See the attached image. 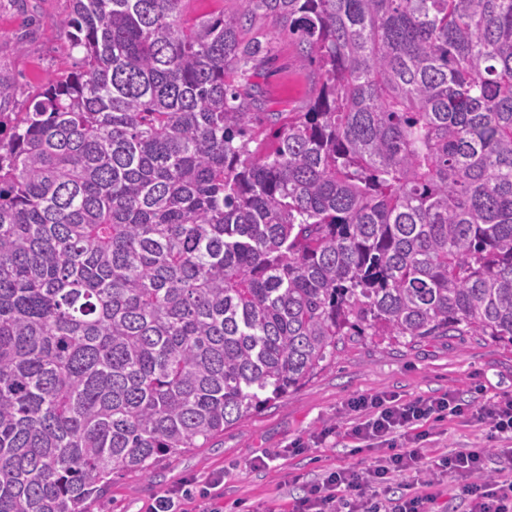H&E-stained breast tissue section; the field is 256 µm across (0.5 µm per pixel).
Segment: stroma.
Wrapping results in <instances>:
<instances>
[{
  "label": "stroma",
  "mask_w": 512,
  "mask_h": 512,
  "mask_svg": "<svg viewBox=\"0 0 512 512\" xmlns=\"http://www.w3.org/2000/svg\"><path fill=\"white\" fill-rule=\"evenodd\" d=\"M72 0H0V83L13 91L5 112L23 111L51 76L72 69L62 24ZM270 111L300 109L313 95L317 76L301 67L294 40H277L273 58L253 77ZM329 367L309 382L276 399L258 414L226 428L210 447L158 461L149 474L126 473L93 512H147L154 499L183 479L201 494L186 512H287L309 483L339 465L365 466L372 451L353 453L348 402L380 392L403 400L454 390L462 403L512 396V347L486 336H434L394 342L379 336H347ZM323 444L315 439L323 429ZM305 452L296 454L295 443ZM430 453L484 449L489 471L502 465L512 439L492 438L491 428L456 418L434 425L426 443ZM268 455L269 469L250 467L252 458ZM224 483L211 488L215 474Z\"/></svg>",
  "instance_id": "1"
}]
</instances>
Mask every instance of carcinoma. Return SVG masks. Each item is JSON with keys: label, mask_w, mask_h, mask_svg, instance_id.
Returning <instances> with one entry per match:
<instances>
[{"label": "carcinoma", "mask_w": 512, "mask_h": 512, "mask_svg": "<svg viewBox=\"0 0 512 512\" xmlns=\"http://www.w3.org/2000/svg\"><path fill=\"white\" fill-rule=\"evenodd\" d=\"M72 2L0 123V512H92L345 336L512 345V0ZM284 33L318 88L265 112ZM238 0H193L188 5L192 16H218L223 10L236 11L239 8Z\"/></svg>", "instance_id": "cac0c4a2"}]
</instances>
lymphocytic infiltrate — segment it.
I'll list each match as a JSON object with an SVG mask.
<instances>
[{
	"mask_svg": "<svg viewBox=\"0 0 512 512\" xmlns=\"http://www.w3.org/2000/svg\"><path fill=\"white\" fill-rule=\"evenodd\" d=\"M358 417L350 435L355 442L383 445L380 456L364 468L339 467L326 472L309 493L296 499L291 512H428L442 480L458 481V498L469 512H512V467L483 480L486 456L477 449L453 454L425 455L428 426L450 416L470 415L490 424L497 435H512V397L484 403L478 408L459 403L455 391L409 402L385 394L349 402ZM411 475L405 495L383 498L380 490L394 478Z\"/></svg>",
	"mask_w": 512,
	"mask_h": 512,
	"instance_id": "obj_1",
	"label": "lymphocytic infiltrate"
}]
</instances>
